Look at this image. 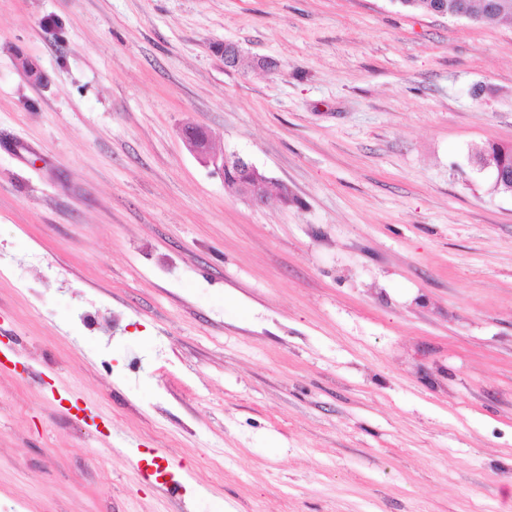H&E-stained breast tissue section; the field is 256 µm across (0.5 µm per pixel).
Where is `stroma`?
I'll use <instances>...</instances> for the list:
<instances>
[{"label": "stroma", "mask_w": 512, "mask_h": 512, "mask_svg": "<svg viewBox=\"0 0 512 512\" xmlns=\"http://www.w3.org/2000/svg\"><path fill=\"white\" fill-rule=\"evenodd\" d=\"M226 42L272 69L225 67ZM188 123L268 178L264 205ZM491 144L510 25L0 0V512H512ZM194 127L192 124L185 125L182 130V138L187 148L197 156L204 164L212 165L214 169L224 175V182L229 187L238 188L237 192L248 198L252 204L261 206L265 203L268 195V179L259 172V170L249 161L236 154L217 155L211 151L210 138L197 137L196 134L204 132ZM236 166L247 169L251 176L248 180L241 182L238 186L236 181L241 177L242 172L236 168L224 171V167Z\"/></svg>", "instance_id": "35a3bbf8"}]
</instances>
